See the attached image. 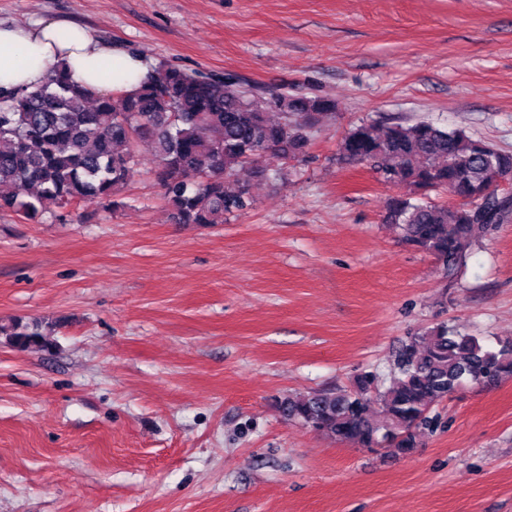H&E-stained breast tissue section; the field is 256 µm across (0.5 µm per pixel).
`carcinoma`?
Listing matches in <instances>:
<instances>
[{
  "label": "carcinoma",
  "mask_w": 512,
  "mask_h": 512,
  "mask_svg": "<svg viewBox=\"0 0 512 512\" xmlns=\"http://www.w3.org/2000/svg\"><path fill=\"white\" fill-rule=\"evenodd\" d=\"M335 99L307 92L260 93L230 74L202 77L159 65L129 93L96 95L58 71L46 83L0 95V213L35 219L47 201L117 206L114 195L153 151L162 197L179 224H222L254 202L251 180L278 170L266 161L305 154ZM340 158L403 190L386 220L428 253L446 276L461 271L478 238L512 221V197L489 193L512 178V154L431 121L361 123L342 138ZM442 191L454 203H439ZM42 323L0 324L21 349L50 346ZM512 378V339L489 348L441 324L404 341L389 384L371 371L350 392L323 390L282 401L286 420L362 448L412 454L431 428V409L468 383Z\"/></svg>",
  "instance_id": "carcinoma-1"
}]
</instances>
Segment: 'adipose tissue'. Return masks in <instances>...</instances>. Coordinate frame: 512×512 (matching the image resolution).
Wrapping results in <instances>:
<instances>
[{"label": "adipose tissue", "instance_id": "ef3b65f1", "mask_svg": "<svg viewBox=\"0 0 512 512\" xmlns=\"http://www.w3.org/2000/svg\"><path fill=\"white\" fill-rule=\"evenodd\" d=\"M104 63L112 66L111 78L100 73ZM58 69L75 84L105 94L116 87L135 90L154 63L139 53L114 51L90 28L52 19L0 24V92L39 86Z\"/></svg>", "mask_w": 512, "mask_h": 512}]
</instances>
